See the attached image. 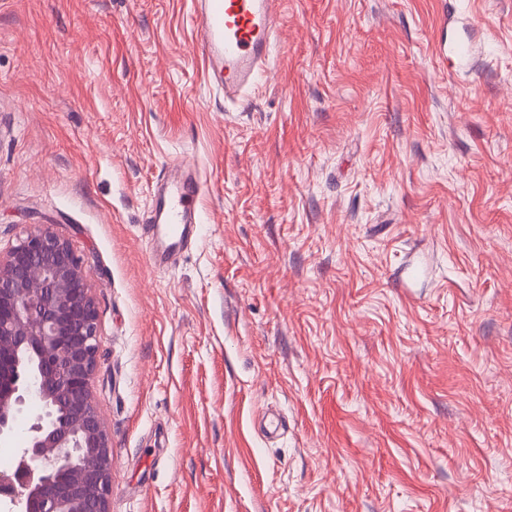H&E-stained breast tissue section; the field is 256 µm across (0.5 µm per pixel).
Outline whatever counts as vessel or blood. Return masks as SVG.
Returning <instances> with one entry per match:
<instances>
[{
    "instance_id": "1",
    "label": "vessel or blood",
    "mask_w": 512,
    "mask_h": 512,
    "mask_svg": "<svg viewBox=\"0 0 512 512\" xmlns=\"http://www.w3.org/2000/svg\"><path fill=\"white\" fill-rule=\"evenodd\" d=\"M283 0H195L192 20L195 48L210 81L224 98L240 100L263 73L276 36ZM202 187L192 176L167 185L145 226L150 261L167 263L189 243L200 220Z\"/></svg>"
}]
</instances>
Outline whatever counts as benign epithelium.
I'll return each instance as SVG.
<instances>
[{
	"label": "benign epithelium",
	"instance_id": "7a95c632",
	"mask_svg": "<svg viewBox=\"0 0 512 512\" xmlns=\"http://www.w3.org/2000/svg\"><path fill=\"white\" fill-rule=\"evenodd\" d=\"M98 336L90 273L68 239L38 224L0 248V440L38 409L14 470L0 472L7 512H110Z\"/></svg>",
	"mask_w": 512,
	"mask_h": 512
}]
</instances>
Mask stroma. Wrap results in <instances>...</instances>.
<instances>
[{"instance_id":"stroma-1","label":"stroma","mask_w":512,"mask_h":512,"mask_svg":"<svg viewBox=\"0 0 512 512\" xmlns=\"http://www.w3.org/2000/svg\"><path fill=\"white\" fill-rule=\"evenodd\" d=\"M192 3L0 0V244L91 273L110 512H512V0H284L240 104ZM180 167L187 174L169 183L157 196L153 217L145 226L146 237L152 242L150 261L154 266H161L180 253L190 242L194 224L200 220L197 204L201 184L190 175V167Z\"/></svg>"}]
</instances>
